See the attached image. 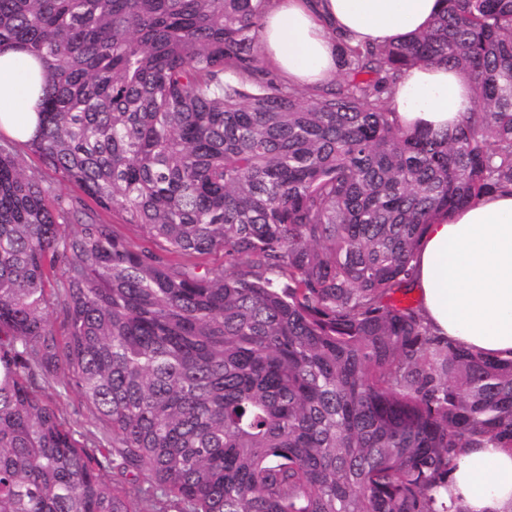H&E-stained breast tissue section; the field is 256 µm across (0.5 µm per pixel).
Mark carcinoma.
<instances>
[{
  "instance_id": "obj_1",
  "label": "carcinoma",
  "mask_w": 512,
  "mask_h": 512,
  "mask_svg": "<svg viewBox=\"0 0 512 512\" xmlns=\"http://www.w3.org/2000/svg\"><path fill=\"white\" fill-rule=\"evenodd\" d=\"M444 2L308 95L261 65L272 0H0L47 68L21 148L82 191L0 146V512H466L448 473L512 451V356L404 296L427 225L512 188V0ZM421 64L469 80L451 131L387 104ZM89 205L107 222H111L115 232L122 238L131 243H137L141 237V229L136 224H123L119 216L111 214L98 208L93 202L89 201ZM47 387L46 392L50 397L57 402L59 408L62 411L63 416L73 424V420H78V426L76 429L80 431L91 430L96 434L103 432V425L95 418L91 410L86 406L84 399L81 395L73 388H63L60 384H53ZM80 411V415H73L74 410Z\"/></svg>"
}]
</instances>
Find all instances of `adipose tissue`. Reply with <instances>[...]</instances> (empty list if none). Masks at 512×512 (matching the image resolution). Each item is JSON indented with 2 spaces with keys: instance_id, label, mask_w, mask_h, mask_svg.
I'll return each instance as SVG.
<instances>
[{
  "instance_id": "obj_1",
  "label": "adipose tissue",
  "mask_w": 512,
  "mask_h": 512,
  "mask_svg": "<svg viewBox=\"0 0 512 512\" xmlns=\"http://www.w3.org/2000/svg\"><path fill=\"white\" fill-rule=\"evenodd\" d=\"M443 0H273L258 34L261 52L289 84L333 81L337 45L413 37ZM45 67L17 46L0 48V133L28 141L39 125ZM467 79L445 65L403 70L389 106L406 128L443 132L471 109ZM411 286L437 335L489 356L512 353V191L499 192L429 224L412 262ZM467 512H512V452L476 448L448 477Z\"/></svg>"
}]
</instances>
